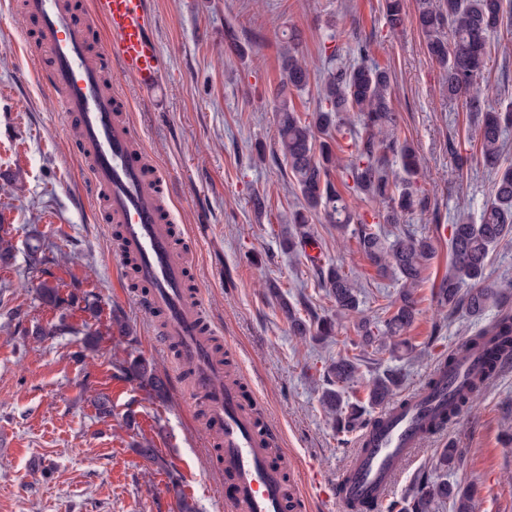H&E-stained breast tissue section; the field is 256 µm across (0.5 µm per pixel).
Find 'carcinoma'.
Returning a JSON list of instances; mask_svg holds the SVG:
<instances>
[{
    "label": "carcinoma",
    "mask_w": 512,
    "mask_h": 512,
    "mask_svg": "<svg viewBox=\"0 0 512 512\" xmlns=\"http://www.w3.org/2000/svg\"><path fill=\"white\" fill-rule=\"evenodd\" d=\"M506 0H419L415 23L422 33L428 55L446 70L448 95L465 97L466 110L480 117L478 142L484 163L497 165L503 152V135L512 125V108L505 111L484 106V89L480 85L486 68L488 39L512 18V4ZM383 8L389 32L395 34L406 22L403 0H384ZM310 73L298 57L296 46L283 47L281 78L278 85L277 127L281 155L288 165L304 205L292 213L295 233L283 240L290 253L306 251L316 243L309 229L310 218L320 214L326 223L339 230L352 223L356 210L364 202L381 208L374 213L379 224H397L400 217L422 206L416 177L420 158L413 144L395 139L398 115L392 107L389 68L372 58L370 43L357 44L356 58L341 57L334 47L324 59V77L319 87V104L313 117L302 118L288 93L302 91ZM350 140L351 161L342 166L336 153L335 135ZM399 155L404 176L389 165L388 153ZM339 169L341 185L331 173ZM512 235V168L496 172L492 197L483 206L479 223L463 216L451 225L448 239V273L436 292V302L448 317L464 313L480 318L492 306L500 305L512 294V281L493 279L486 273L490 248ZM357 249L385 275L389 272L401 281L397 296L381 308L377 316H363L353 325L357 340L352 345L365 352L377 350L388 337H400L413 324L418 314L416 291L424 271L436 254L431 236L412 233L394 235L389 240L361 220L355 229ZM30 268L39 270L47 262L41 238L28 236L26 242ZM16 249L12 230L0 222V267L13 264ZM322 287L336 305V315L348 317L361 313L362 288L338 265L326 264L309 257ZM40 303L59 313L58 323L45 330L36 327L35 335L53 336L69 330L67 317L73 298L61 294L59 283L49 277L38 281ZM293 332L304 336L311 326L315 335L331 339L338 335L339 325L329 317H315L313 323L300 312L282 303ZM467 346L479 349L485 356L486 375L473 381L470 392L461 394L448 408L446 420L459 419L470 407L473 394L493 376L504 353H512V314L499 315L467 339ZM122 375L150 389L162 401L168 393V380L156 364L144 357L124 360ZM358 358L341 356L328 363L323 371L325 386L321 404L334 416L338 432H353L367 425L365 407H382L392 401L401 385L400 372L385 370L365 386V402L344 399V390L358 378ZM459 460L454 445L442 449L439 468L448 472ZM451 500L455 512H473L474 492L471 488L441 480L423 479L412 494L390 508V512H431L441 500Z\"/></svg>",
    "instance_id": "carcinoma-1"
}]
</instances>
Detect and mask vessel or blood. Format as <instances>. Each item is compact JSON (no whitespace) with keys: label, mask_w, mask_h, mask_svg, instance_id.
<instances>
[{"label":"vessel or blood","mask_w":512,"mask_h":512,"mask_svg":"<svg viewBox=\"0 0 512 512\" xmlns=\"http://www.w3.org/2000/svg\"><path fill=\"white\" fill-rule=\"evenodd\" d=\"M28 16L39 21L38 46L50 59L47 89L55 109L77 118L82 154L90 165L89 191L100 198L111 222L120 224L122 254L137 261L136 276L149 291L143 304L161 311L165 332L179 345V359L193 371L194 391L217 429L221 468L230 494L228 512H294L283 462L272 447L275 428L247 409L238 384L226 380L202 327L199 297L185 288L187 265L172 244V226L157 201V186L121 121L120 100L103 86L104 61L142 90L158 86L165 61L150 34L145 0H91L93 15L105 22L109 47L104 57L91 49L90 31L63 0H25ZM482 367L480 354L467 357L432 393L416 389L392 402L357 439V446L335 483L319 494L341 503L346 512H365L391 496L405 464L442 431L425 418L445 404L467 377Z\"/></svg>","instance_id":"vessel-or-blood-1"}]
</instances>
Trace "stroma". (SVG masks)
Segmentation results:
<instances>
[{"mask_svg": "<svg viewBox=\"0 0 512 512\" xmlns=\"http://www.w3.org/2000/svg\"><path fill=\"white\" fill-rule=\"evenodd\" d=\"M21 0H0V219L11 224L14 263L0 268V512H226L224 474L183 369L169 342L138 300L114 244L115 227L98 200L84 193L89 171L79 154L78 129L56 112L40 73L50 60L37 48L35 19ZM152 32L166 58L159 86L139 90L119 70L108 82L123 102L122 118L162 176L175 241L190 259V281L208 322L245 384L249 404L279 431L288 461V485L306 501L304 512H341L314 497L309 475L334 482L355 446L353 433H337L320 402L319 377L329 359L353 355L351 322L335 339L294 336L278 300H307L318 316L333 314V300L303 255L282 246L289 214L303 199L277 154V89L285 39L298 48L311 81L293 93L295 109L317 108L321 50L337 40L344 52L371 44L375 60L391 71L397 136L421 158L418 178L424 208L385 226L438 239L437 253L417 289L419 314L398 352L368 353L362 382L390 368L403 374L402 393L425 384L441 360L492 321L463 315L441 320L435 292L448 269V227L463 207L479 210L493 176L471 142L475 126L462 98L449 97L444 71L426 51L414 22L418 0H404L408 20L389 33L383 0H146ZM234 29L237 39L224 32ZM484 83L491 105L512 101V31L490 41ZM265 206L256 209L254 198ZM324 258L340 263L362 286V309L374 315L399 284L377 274L350 232L311 221ZM38 233L47 268L63 295L92 297L99 313L73 309V333L39 338L35 327L55 323L40 305L38 275L24 253ZM78 253V262L67 261ZM130 337L110 334L113 315ZM100 333L96 350L78 330ZM153 360L173 378L167 401L138 382L120 378L128 356ZM106 393L112 414L99 418L92 398ZM150 442L156 456L137 446ZM460 448L451 478L474 485L477 512H512V365L500 367L447 434L435 437L405 465L394 498L408 496L435 476L441 448Z\"/></svg>", "mask_w": 512, "mask_h": 512, "instance_id": "35a3bbf8", "label": "stroma"}]
</instances>
